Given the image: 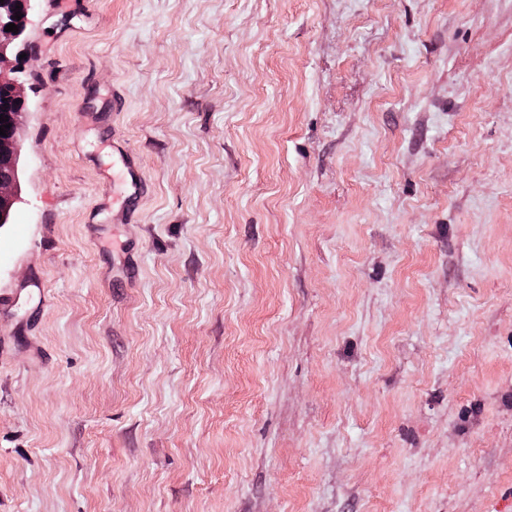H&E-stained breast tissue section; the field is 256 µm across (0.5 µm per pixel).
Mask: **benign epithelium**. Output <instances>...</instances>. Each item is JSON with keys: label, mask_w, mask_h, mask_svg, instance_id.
<instances>
[{"label": "benign epithelium", "mask_w": 512, "mask_h": 512, "mask_svg": "<svg viewBox=\"0 0 512 512\" xmlns=\"http://www.w3.org/2000/svg\"><path fill=\"white\" fill-rule=\"evenodd\" d=\"M38 0H0V64L7 58L14 42L20 38L24 30V18L35 7ZM20 12L21 19L15 18ZM13 23L18 31L13 33L5 30L6 25ZM25 111V99L21 95V87L16 78L0 76V115H4V123L9 125L5 135H0V224L9 223L16 203L14 188L17 183V133Z\"/></svg>", "instance_id": "1"}]
</instances>
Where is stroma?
<instances>
[{"label":"stroma","instance_id":"35a3bbf8","mask_svg":"<svg viewBox=\"0 0 512 512\" xmlns=\"http://www.w3.org/2000/svg\"><path fill=\"white\" fill-rule=\"evenodd\" d=\"M17 48L0 512H512V0H38Z\"/></svg>","mask_w":512,"mask_h":512}]
</instances>
